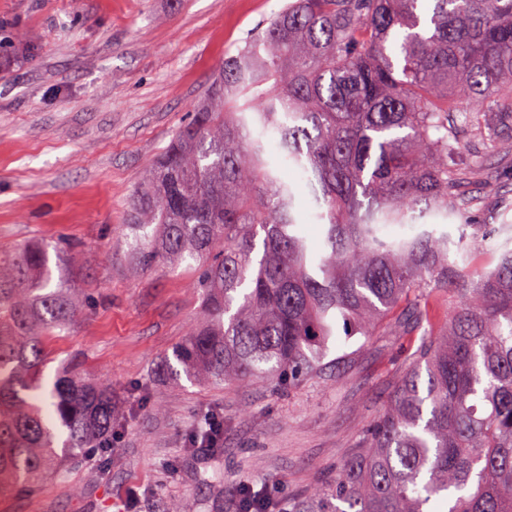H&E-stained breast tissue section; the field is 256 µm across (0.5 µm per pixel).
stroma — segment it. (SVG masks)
<instances>
[{
  "instance_id": "stroma-1",
  "label": "stroma",
  "mask_w": 512,
  "mask_h": 512,
  "mask_svg": "<svg viewBox=\"0 0 512 512\" xmlns=\"http://www.w3.org/2000/svg\"><path fill=\"white\" fill-rule=\"evenodd\" d=\"M285 2L0 0V260L36 240L78 249V266L53 281L77 288L85 311L45 374L77 358L123 406L111 447L86 449L36 491L0 492V512H238L242 483L272 512H300L384 410L412 337L351 339L353 363L285 392L265 378L214 386L157 371L200 300L187 266H137L135 188L225 56ZM495 196L464 221L427 218L457 242L472 225H497L485 269L512 250V210ZM211 417L222 424L216 449L193 446Z\"/></svg>"
}]
</instances>
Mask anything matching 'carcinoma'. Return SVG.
Instances as JSON below:
<instances>
[{
  "label": "carcinoma",
  "mask_w": 512,
  "mask_h": 512,
  "mask_svg": "<svg viewBox=\"0 0 512 512\" xmlns=\"http://www.w3.org/2000/svg\"><path fill=\"white\" fill-rule=\"evenodd\" d=\"M423 2L288 0L224 58L133 196L137 264L196 263L201 317L166 359L176 377L287 391L326 370L339 334L420 335L312 512H512V250L476 270L417 223L482 208L470 185L512 157V0ZM278 163L308 174L319 256ZM471 228L473 254L498 232ZM81 311L52 287L48 245L0 265L1 492L112 447V388L73 364L42 376ZM239 500L263 504L245 485Z\"/></svg>",
  "instance_id": "carcinoma-1"
}]
</instances>
